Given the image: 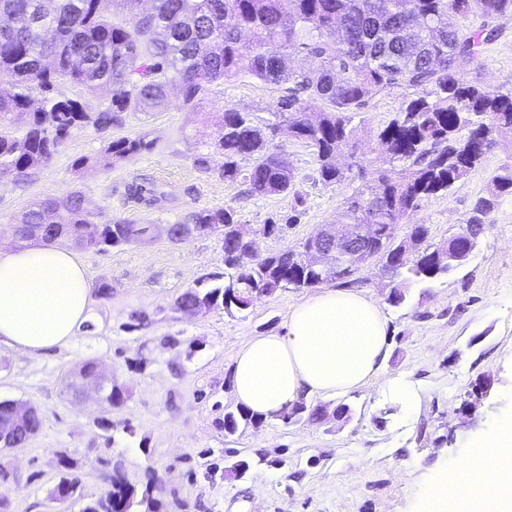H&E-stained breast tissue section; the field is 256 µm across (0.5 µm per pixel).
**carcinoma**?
Listing matches in <instances>:
<instances>
[{
  "label": "carcinoma",
  "instance_id": "obj_1",
  "mask_svg": "<svg viewBox=\"0 0 512 512\" xmlns=\"http://www.w3.org/2000/svg\"><path fill=\"white\" fill-rule=\"evenodd\" d=\"M100 0H0V128L20 113L28 114L19 135L0 131V181L19 179L49 162L72 132L91 122L106 130L125 112H153L164 106L170 89L179 88L185 107L193 110L209 85L242 77L279 87L276 109L266 117L234 108L219 116L217 147L224 155V180L243 181L253 195L293 197L300 202L295 173L284 159L279 135L307 144L321 181L334 186L347 179L339 155L358 148L357 114L379 93L398 86L414 89L395 117L378 133L391 159L404 164L395 171L377 165L359 167L367 181L346 198L342 224H377L387 241L377 254L385 271L409 284L431 283L455 269L445 257L458 239L427 243L428 229L410 225L396 241L393 226L421 203L445 195L478 165L499 140L512 137V87L490 88L465 80L457 72L461 59L477 60L495 30L471 26V19L512 15V0H153L148 14L127 21L136 0H112L115 12L105 16ZM305 53L318 61L308 71H291L285 58ZM63 81L83 85L90 93L112 89L109 106L91 116L75 100L49 96ZM37 87L42 107L30 110V91ZM143 138L120 137L108 143L106 159H121L148 150ZM250 160L247 169L240 162ZM491 197L476 200L465 231L484 232V217L493 199L512 192V165L490 178ZM130 195L154 205L163 198L154 185H136ZM296 206L282 222L262 225L278 235L297 223ZM94 223L81 191L64 205L53 199L31 203L12 225L22 241L50 245L67 239L86 248L138 245L152 225L118 220L103 225L98 236L86 232ZM195 226L224 225L223 284L188 288L175 300L181 312L199 305L223 307L232 315L248 309L259 295L285 288H314L324 280L313 270L289 264L280 254L252 255L239 237L240 222L226 209H203L189 215ZM321 406L299 401L279 420L288 425L320 420ZM264 420L239 408L224 410V432L257 427ZM34 416L15 426L0 406V427L11 429L10 448H24L41 430ZM260 463L266 455L258 454ZM250 458L234 457L225 475L245 477ZM58 484L63 498L83 503L80 512H163L155 495V475L137 486L117 473L111 487L84 500L72 464L60 459Z\"/></svg>",
  "mask_w": 512,
  "mask_h": 512
}]
</instances>
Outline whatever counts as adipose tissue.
<instances>
[{
	"mask_svg": "<svg viewBox=\"0 0 512 512\" xmlns=\"http://www.w3.org/2000/svg\"><path fill=\"white\" fill-rule=\"evenodd\" d=\"M94 288L82 262L53 246L0 251V347L28 353L68 343L85 322ZM389 331L380 305L324 288L298 304L285 330L249 340L231 388L238 406L272 420L299 399L336 397L380 381ZM423 512H512V416L421 494Z\"/></svg>",
	"mask_w": 512,
	"mask_h": 512,
	"instance_id": "1",
	"label": "adipose tissue"
}]
</instances>
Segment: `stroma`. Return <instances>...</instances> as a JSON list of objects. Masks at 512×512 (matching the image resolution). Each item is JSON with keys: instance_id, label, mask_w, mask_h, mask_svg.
Wrapping results in <instances>:
<instances>
[{"instance_id": "1", "label": "stroma", "mask_w": 512, "mask_h": 512, "mask_svg": "<svg viewBox=\"0 0 512 512\" xmlns=\"http://www.w3.org/2000/svg\"><path fill=\"white\" fill-rule=\"evenodd\" d=\"M490 25L498 36L485 45L480 62L461 61L457 68L467 79L497 87L512 81V15ZM411 95L393 88L372 100L361 113L357 154L342 156V166L384 157L377 135ZM279 96L277 87L249 78L219 81L189 110L174 88L156 111L124 113L121 125L106 130H74L48 163L21 180L0 182V250L17 248L8 227L32 202H62L75 190L100 224H174L201 209L224 208L257 230L260 253L298 246L319 225L336 222L354 181L323 185L310 148L285 140L302 198L300 218L267 237L259 233L262 224L287 212L288 199L251 196L241 183L225 181L224 156L215 147L214 118L224 108L263 114ZM141 136L152 141L151 150L102 165L110 140ZM200 153L207 167L196 164ZM506 164H512L507 139L448 195L423 202L397 224L395 237H403L410 223L426 225L432 243L461 230L475 200L487 195L490 175ZM144 180L164 192L160 206L147 209L128 199L127 186ZM75 253L93 285L111 287L109 295H95L90 329L44 353L0 348V400L33 405L43 420L27 447L0 450V494L7 502L0 512H50L48 493L60 477L64 453L77 460L74 474L90 498L108 488L115 473L136 483L155 472L166 512H414L426 481L512 410L511 194L497 198L470 260L428 287L410 288L404 306L387 304L388 280L379 261L349 279V289L383 305L389 329L385 375L420 391L422 402L412 415L379 384L329 398V406H351L346 421L268 420L225 435L220 421L236 407L230 376L237 352L252 337L282 332L311 289L260 296L234 315L220 307L189 315L174 308L184 290L224 281L220 236L197 235L177 244L159 237L103 251L79 247ZM88 359L102 362L128 389L123 406L74 397V372ZM480 382L487 383V393L468 406ZM232 451L260 452L268 461L246 479L228 478L224 465Z\"/></svg>"}]
</instances>
